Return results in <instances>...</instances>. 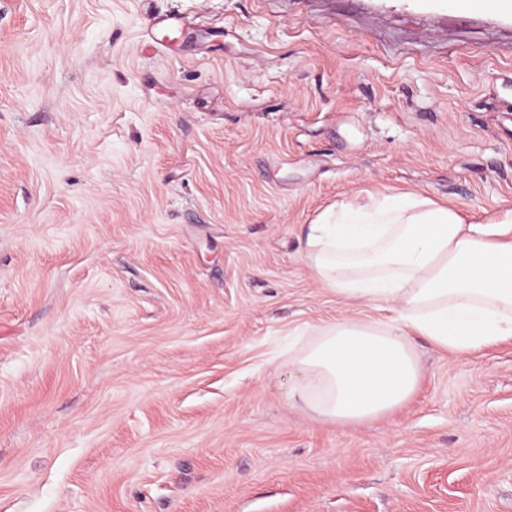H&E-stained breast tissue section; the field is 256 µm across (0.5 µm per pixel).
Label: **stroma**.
<instances>
[{"instance_id": "obj_1", "label": "stroma", "mask_w": 512, "mask_h": 512, "mask_svg": "<svg viewBox=\"0 0 512 512\" xmlns=\"http://www.w3.org/2000/svg\"><path fill=\"white\" fill-rule=\"evenodd\" d=\"M386 188L512 209V13L0 0V512H512L511 339L414 337L370 422L288 399L315 330L390 318L302 227Z\"/></svg>"}]
</instances>
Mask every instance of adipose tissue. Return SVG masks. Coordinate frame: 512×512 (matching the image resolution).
Returning a JSON list of instances; mask_svg holds the SVG:
<instances>
[{"instance_id":"ef3b65f1","label":"adipose tissue","mask_w":512,"mask_h":512,"mask_svg":"<svg viewBox=\"0 0 512 512\" xmlns=\"http://www.w3.org/2000/svg\"><path fill=\"white\" fill-rule=\"evenodd\" d=\"M302 260L337 296L394 313L336 320L292 359L293 392L322 420L403 406L421 378L412 336L460 355L512 338V210L480 224L414 191L369 192L306 225Z\"/></svg>"}]
</instances>
